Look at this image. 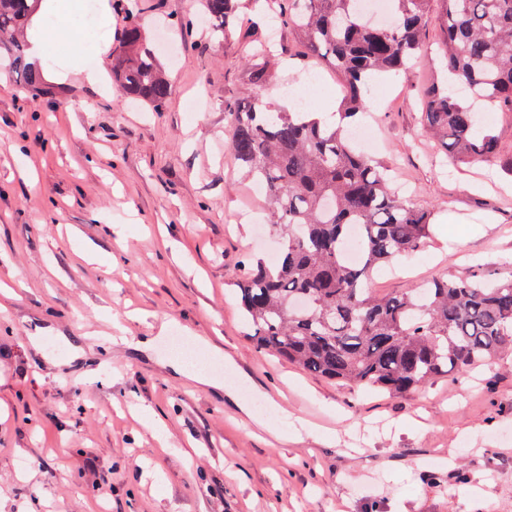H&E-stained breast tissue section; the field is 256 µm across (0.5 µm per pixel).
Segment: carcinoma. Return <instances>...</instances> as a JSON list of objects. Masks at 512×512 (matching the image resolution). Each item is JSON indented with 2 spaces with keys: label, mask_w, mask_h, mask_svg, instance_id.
Returning a JSON list of instances; mask_svg holds the SVG:
<instances>
[{
  "label": "carcinoma",
  "mask_w": 512,
  "mask_h": 512,
  "mask_svg": "<svg viewBox=\"0 0 512 512\" xmlns=\"http://www.w3.org/2000/svg\"><path fill=\"white\" fill-rule=\"evenodd\" d=\"M236 2L202 0L214 34L231 35ZM264 2L309 55L342 76L346 118L362 113L371 81L406 69L422 51L430 0H387L391 21L379 27L364 21L360 0ZM438 2L440 67L424 93L423 122L455 164L491 161L500 137L478 125L456 87L512 112V0ZM32 13V0H0V37L27 88L42 80L20 39ZM270 58L260 50L247 59L251 91L224 106L228 149L262 182L281 239L273 267L258 263L236 280L257 347L311 374L392 394L512 352V274L493 284L447 278L399 295L374 292L379 270L429 238L434 212L391 187L385 166L350 138L354 124L272 108L263 94ZM112 81L157 112L169 97L158 53L134 15L113 51ZM355 226L359 260L351 263Z\"/></svg>",
  "instance_id": "obj_1"
}]
</instances>
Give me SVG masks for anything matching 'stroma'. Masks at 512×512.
<instances>
[{
    "mask_svg": "<svg viewBox=\"0 0 512 512\" xmlns=\"http://www.w3.org/2000/svg\"><path fill=\"white\" fill-rule=\"evenodd\" d=\"M96 4L91 17L60 0L45 69H111L133 13L167 37L170 95L155 112L80 72L24 89L0 57V512H336L344 497L348 512H465L477 477V512H512V354L392 395L311 375L249 336L235 282L278 240L238 218L267 204L225 147L224 103L247 94L261 40L285 60L268 86L283 107L297 92L340 103L336 73L283 26L218 39L200 0ZM441 39L435 2L420 57L369 84L358 121L365 149L435 212L431 241L375 275L380 294L512 273V176L452 165L422 126ZM116 318L150 349L108 343ZM287 414L305 426L283 439L253 423Z\"/></svg>",
    "mask_w": 512,
    "mask_h": 512,
    "instance_id": "stroma-1",
    "label": "stroma"
}]
</instances>
